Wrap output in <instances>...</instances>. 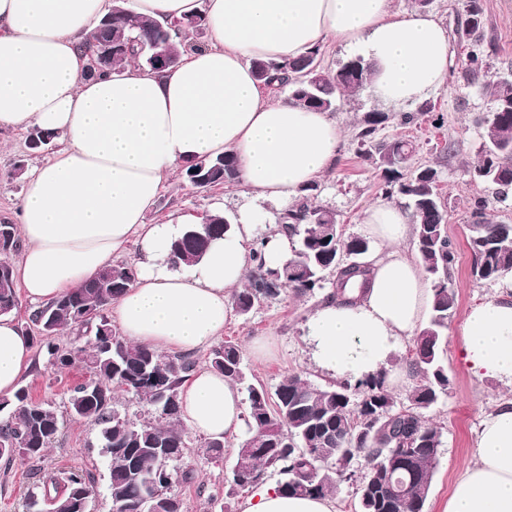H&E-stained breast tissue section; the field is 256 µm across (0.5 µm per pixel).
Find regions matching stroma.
Returning a JSON list of instances; mask_svg holds the SVG:
<instances>
[{"instance_id": "obj_1", "label": "stroma", "mask_w": 512, "mask_h": 512, "mask_svg": "<svg viewBox=\"0 0 512 512\" xmlns=\"http://www.w3.org/2000/svg\"><path fill=\"white\" fill-rule=\"evenodd\" d=\"M483 10V40L492 49L487 70L492 74L508 71L512 68V0H483ZM428 11L448 32L445 85L411 105L410 110L417 113L418 119L407 126L400 124L398 111L385 109L371 91L341 96L334 117L343 130V143L333 167L317 181L314 202L336 213L339 229L346 237L361 235L366 210L384 202L381 173L364 159L357 138L365 115L372 111H383L388 116L378 133L379 139L412 142L416 163L434 167L441 174L440 197L447 212V233L457 248V263L452 270L457 306L448 324L442 353L450 381L448 395L427 413L430 422L441 431L442 446L424 512H444L454 481L475 459V431L481 416L501 401L512 399L511 386L469 374L460 355L458 338L470 308L499 294L496 283H479L471 276L473 256L467 240L473 204L479 198L487 200V220L512 224V191L499 195L495 187L470 176L480 158L482 143L477 120L487 112L490 102L479 84L468 82L463 76L471 41L466 16L458 10L455 0H432ZM27 136L24 130H0V224L19 221L23 171L43 165L54 155L50 149L30 151ZM248 209L264 212L265 222L259 227L263 233L270 231L282 212L281 205L259 199L238 184L201 191L177 174L165 180L147 220L162 224L176 212L205 216L216 211L237 218ZM327 295L323 289L300 297L287 289L249 314L230 313L222 338L238 345L251 382L270 391L289 375L303 376L316 385L330 382V375L313 362L307 339V323L315 310L326 303ZM258 336L272 339V355L263 361L256 360L250 352V344ZM85 377L81 367L60 371L38 354L33 370L22 383L34 398L51 402L61 411L66 406L69 388ZM186 439L189 449L179 466L193 470L196 480L173 488L183 502V512H224L228 507L240 512L251 491L230 488L234 448L225 447L222 460L217 462L200 453L202 436L190 433ZM59 469L93 477L96 494L90 512H112V502L105 490L107 460L98 442V429L89 422L68 417L64 418L61 431L40 467L19 459L8 465L0 462V512H24L29 488Z\"/></svg>"}]
</instances>
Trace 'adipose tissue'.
<instances>
[{
	"instance_id": "adipose-tissue-1",
	"label": "adipose tissue",
	"mask_w": 512,
	"mask_h": 512,
	"mask_svg": "<svg viewBox=\"0 0 512 512\" xmlns=\"http://www.w3.org/2000/svg\"><path fill=\"white\" fill-rule=\"evenodd\" d=\"M110 0H0V129L38 127L63 147L25 177L16 277L33 300L80 287L135 242V278L111 304L124 337L190 353L220 337L230 293L254 266L250 216L233 220L193 267L172 268L169 246L191 213L150 224L164 180L218 153L233 154L243 188L287 206L334 164L343 131L330 113L266 97L250 62L293 60L328 41L366 51L371 89L399 109L442 88L448 32L431 14L395 0H135L142 16L167 25L204 12L208 45L161 72L125 65L84 78L88 42ZM367 237L382 253L352 304L329 302L308 321L315 363L342 381L383 373L408 382L393 359L422 324L433 292L400 246L413 231L408 211L371 207ZM501 294L474 307L460 329L472 375L512 386V272ZM33 345L0 315V395L18 388ZM183 422L195 434L232 442L242 431V395L223 375L194 370L179 390ZM475 460L456 481L444 512H512V400L484 414ZM242 512H335L327 497L259 486Z\"/></svg>"
}]
</instances>
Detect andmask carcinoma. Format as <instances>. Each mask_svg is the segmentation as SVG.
<instances>
[{"mask_svg": "<svg viewBox=\"0 0 512 512\" xmlns=\"http://www.w3.org/2000/svg\"><path fill=\"white\" fill-rule=\"evenodd\" d=\"M473 35L466 55L465 73L478 79L486 72L487 51L477 32L483 27L481 0H459ZM114 6L125 10V18L112 22L104 39L120 47L112 54L107 71L88 67L86 76L116 71L130 61L153 71L160 70L149 50H141L137 37L146 33L172 47L181 60L189 47L190 34L206 26L202 15L194 16V27H161L118 0ZM320 47L291 61L251 62L257 80L267 89H288L294 104L325 112L336 110L343 93L359 94L371 83V68L358 56L339 65L332 76L319 62ZM483 91L493 109L482 120V158L473 177L497 187L512 188V74L489 79ZM387 120L381 112L365 116L358 133L365 157L382 169L384 194L407 199L415 224V248L422 272L430 282L433 301L426 326L420 331L411 360L419 382L407 395L408 404L399 407L384 385L383 374L350 382L316 386L299 375L284 377L274 391L246 383L238 346L226 342L212 350L209 366L247 392L248 437L238 446L236 462L245 464V474L232 478L233 486L255 485L266 469L278 473V489L288 495L330 496L343 479L340 467L359 455L365 462L357 480V497H365L359 512H424V504L437 466L441 431L426 422L425 411L448 393V373L441 361L440 346L456 306L450 270L456 262V247L445 229L447 220L438 194V170L421 166L411 170L414 146L403 140L373 142L377 126ZM202 173L210 186L238 179L235 157L224 154L205 158L184 171L187 181ZM487 201L474 203V222L468 225L473 254L472 276L479 282L496 281L512 272V224H494L484 218ZM208 223L189 224L170 245V262L175 268L199 262L212 241L224 237L230 222L221 215L207 216ZM283 229L292 240L291 257L277 268L266 266L263 241L255 244V266L248 284L237 289L233 304L238 313L248 314L265 301L276 299L281 287L289 285L298 295L333 288L332 302H352V293L364 290L370 269L360 257L370 250L363 237H342L336 213L310 203L309 195L280 216ZM19 246L14 224H0V255L7 256ZM135 276L132 268L115 264L99 271L81 287L65 293L33 312L37 326L33 337L39 352L56 368L82 367L89 379L70 388L67 412L70 417L98 426L102 452L108 458L107 491L112 503L138 512L144 500L165 502V512H183L182 502L168 493L174 483L191 484L196 475L174 463L181 460L188 443L180 419L179 389L194 371V362L180 355L134 344L119 336L106 315L112 300L120 296ZM14 266L0 261V314L11 313L17 305ZM77 331L74 344L62 347L55 336L65 330ZM125 392L146 407L147 418L133 420L114 402V393ZM7 418L0 425V460L8 463L22 458L37 466L43 462L62 426L56 407L34 400L19 388L13 398H0V413ZM392 465L402 486L374 485L371 467ZM95 493L93 481L75 471L59 470L37 484L25 499V512H87L85 505Z\"/></svg>", "mask_w": 512, "mask_h": 512, "instance_id": "cac0c4a2", "label": "carcinoma"}]
</instances>
